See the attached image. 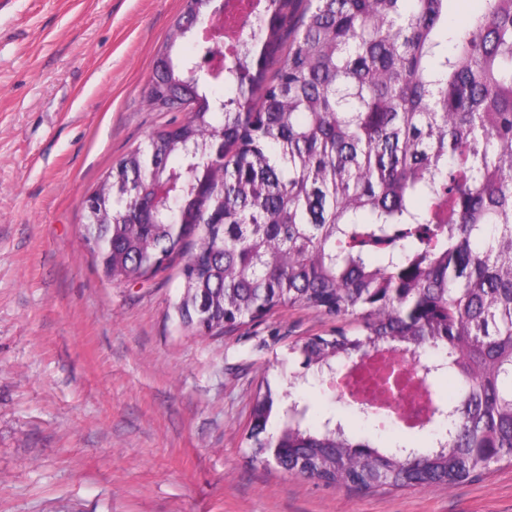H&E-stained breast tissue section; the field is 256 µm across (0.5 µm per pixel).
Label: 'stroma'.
<instances>
[{"instance_id":"stroma-1","label":"stroma","mask_w":512,"mask_h":512,"mask_svg":"<svg viewBox=\"0 0 512 512\" xmlns=\"http://www.w3.org/2000/svg\"><path fill=\"white\" fill-rule=\"evenodd\" d=\"M182 0H0V512H512V464L367 492L252 461L261 381L334 324L280 308L213 336L169 306L176 268L117 285L82 199L168 124L144 90Z\"/></svg>"}]
</instances>
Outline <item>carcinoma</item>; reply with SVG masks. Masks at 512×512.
I'll return each instance as SVG.
<instances>
[{
	"instance_id": "cac0c4a2",
	"label": "carcinoma",
	"mask_w": 512,
	"mask_h": 512,
	"mask_svg": "<svg viewBox=\"0 0 512 512\" xmlns=\"http://www.w3.org/2000/svg\"><path fill=\"white\" fill-rule=\"evenodd\" d=\"M450 0H264L248 52L223 55L185 18L157 52L152 106L186 112L114 162L84 198V242L112 282L180 256L173 304L199 336L283 306L333 334L297 346L303 373L259 390L251 456L364 490L452 486L512 461V0L448 19ZM283 59L271 71L277 53ZM410 354L435 399L426 448L329 385L336 369ZM370 425L313 420L307 374Z\"/></svg>"
}]
</instances>
